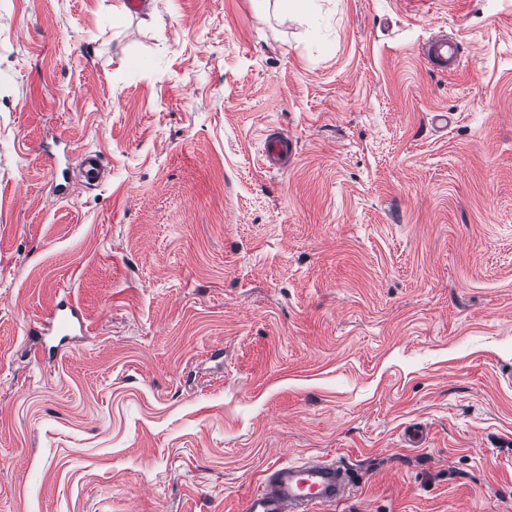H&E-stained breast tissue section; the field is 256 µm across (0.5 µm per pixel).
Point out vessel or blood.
<instances>
[{
    "mask_svg": "<svg viewBox=\"0 0 512 512\" xmlns=\"http://www.w3.org/2000/svg\"><path fill=\"white\" fill-rule=\"evenodd\" d=\"M422 55L427 64L441 71H453L460 62L457 42L444 34L430 38ZM295 153V140L284 134H267L262 144V161L269 170L284 169ZM79 169L93 186L104 180L107 171L95 152L82 155ZM355 490L353 475L336 465L311 459L277 464L264 471L242 512H315L320 506L349 499Z\"/></svg>",
    "mask_w": 512,
    "mask_h": 512,
    "instance_id": "1",
    "label": "vessel or blood"
}]
</instances>
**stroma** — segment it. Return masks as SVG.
Returning <instances> with one entry per match:
<instances>
[{"label": "stroma", "mask_w": 512, "mask_h": 512, "mask_svg": "<svg viewBox=\"0 0 512 512\" xmlns=\"http://www.w3.org/2000/svg\"><path fill=\"white\" fill-rule=\"evenodd\" d=\"M123 2L0 0V512H512V0ZM422 56L432 68L451 72L460 62L458 43L447 35H435L422 47ZM262 161L267 170H281L296 154V142L288 135L269 133L262 144ZM80 173L89 185H97L105 178L107 168L102 157L96 152H86L79 163ZM346 469L311 459L268 467L242 512H314L345 501L356 491Z\"/></svg>", "instance_id": "stroma-1"}]
</instances>
